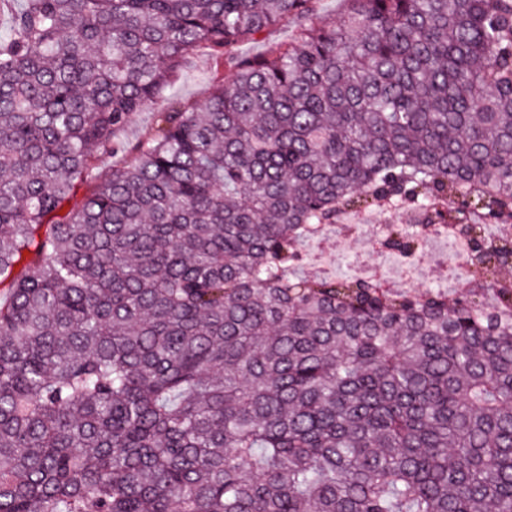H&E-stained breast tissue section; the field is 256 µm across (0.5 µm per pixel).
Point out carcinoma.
Here are the masks:
<instances>
[{
  "label": "carcinoma",
  "instance_id": "obj_1",
  "mask_svg": "<svg viewBox=\"0 0 512 512\" xmlns=\"http://www.w3.org/2000/svg\"><path fill=\"white\" fill-rule=\"evenodd\" d=\"M345 2L23 0L0 512H512V0ZM194 52L232 79L120 139ZM390 201L403 255L468 238L471 294L298 276L304 241ZM304 21L301 18H288L278 26L266 33L260 41H247L239 45L238 53L243 57H254L261 55L267 45L273 43H287L297 34Z\"/></svg>",
  "mask_w": 512,
  "mask_h": 512
}]
</instances>
